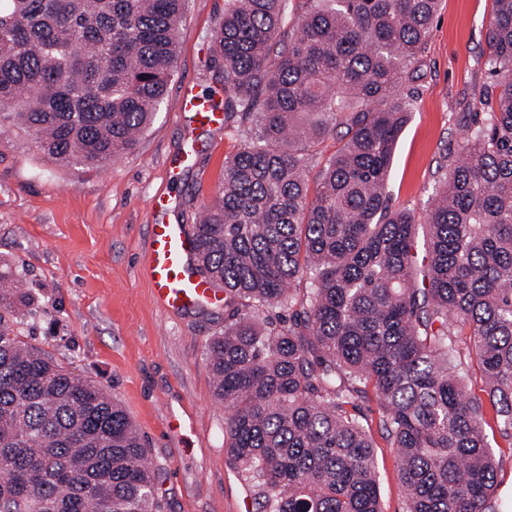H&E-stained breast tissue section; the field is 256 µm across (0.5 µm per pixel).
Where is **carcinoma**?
I'll list each match as a JSON object with an SVG mask.
<instances>
[{
    "mask_svg": "<svg viewBox=\"0 0 512 512\" xmlns=\"http://www.w3.org/2000/svg\"><path fill=\"white\" fill-rule=\"evenodd\" d=\"M6 2L0 123L67 166L133 154L187 0ZM291 3L225 0L210 47L224 119L253 124L192 227L224 290L205 355L225 452L258 512H383L355 414L372 394L406 512H494L487 430L512 438V0H494L493 81L422 224L389 208L386 185L438 0H311L290 29ZM341 114L311 197L306 161ZM21 287L0 275V512H161L144 437L25 335ZM465 360L486 399L468 395Z\"/></svg>",
    "mask_w": 512,
    "mask_h": 512,
    "instance_id": "carcinoma-1",
    "label": "carcinoma"
}]
</instances>
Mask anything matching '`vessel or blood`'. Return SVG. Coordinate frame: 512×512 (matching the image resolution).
<instances>
[{
    "label": "vessel or blood",
    "instance_id": "1",
    "mask_svg": "<svg viewBox=\"0 0 512 512\" xmlns=\"http://www.w3.org/2000/svg\"><path fill=\"white\" fill-rule=\"evenodd\" d=\"M179 109L195 113L201 124L222 129L223 112L214 110L209 100L184 88L180 94ZM169 206L167 195L152 199L155 221L150 226L148 245L142 255L140 271L148 281L158 306L175 313L213 301V288L189 270L194 254V237L189 225L166 222L164 214Z\"/></svg>",
    "mask_w": 512,
    "mask_h": 512
}]
</instances>
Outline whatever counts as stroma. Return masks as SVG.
<instances>
[{"label":"stroma","mask_w":512,"mask_h":512,"mask_svg":"<svg viewBox=\"0 0 512 512\" xmlns=\"http://www.w3.org/2000/svg\"><path fill=\"white\" fill-rule=\"evenodd\" d=\"M494 0H439L412 84L411 120L388 183L391 209L423 218L434 185L459 160L479 92L490 83L486 27ZM224 0H188L176 74L134 155L67 167L38 153L12 125L0 128V274L23 273L32 313L24 330L74 374L101 385L148 437L164 512H255L249 483L224 452V407L213 396L204 346L224 328V305L171 315L139 271L150 201L173 196L172 224L194 223L224 175V159L252 125L233 115L219 131L179 110L183 87L224 91L208 61ZM185 159L171 178L175 156ZM192 421L183 434L166 423ZM376 400L360 402L370 424L384 512H405L397 451L382 437ZM498 460L497 510L512 512V440L490 437Z\"/></svg>","instance_id":"1"}]
</instances>
